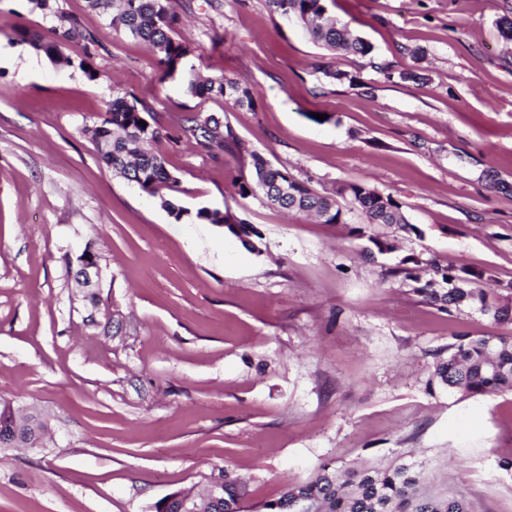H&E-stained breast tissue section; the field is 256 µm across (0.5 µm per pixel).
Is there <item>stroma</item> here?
<instances>
[{
	"instance_id": "35a3bbf8",
	"label": "stroma",
	"mask_w": 512,
	"mask_h": 512,
	"mask_svg": "<svg viewBox=\"0 0 512 512\" xmlns=\"http://www.w3.org/2000/svg\"><path fill=\"white\" fill-rule=\"evenodd\" d=\"M56 5L96 34L95 55L66 47L67 66L17 42L16 25L45 36L50 21L0 0V397L53 429L46 447L0 448V512H155L222 472L256 504L324 463L400 456L477 512H512V392L428 389L457 336L510 337L512 322L444 313L393 273L422 253L512 283V40L498 25L512 0H333L365 57L321 48L267 0H169L188 64L245 83L252 109L160 79L88 0ZM116 92L168 133L154 149L177 183L162 198L90 139ZM211 115L240 152L214 159L178 135L179 118ZM255 153L321 193L369 185L417 231L384 254V227L356 236L350 198L326 224L241 195ZM203 207L251 224L257 251L197 220ZM87 246L89 289L75 279Z\"/></svg>"
}]
</instances>
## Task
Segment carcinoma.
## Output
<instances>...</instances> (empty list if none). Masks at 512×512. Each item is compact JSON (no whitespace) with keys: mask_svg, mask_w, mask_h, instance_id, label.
Returning a JSON list of instances; mask_svg holds the SVG:
<instances>
[{"mask_svg":"<svg viewBox=\"0 0 512 512\" xmlns=\"http://www.w3.org/2000/svg\"><path fill=\"white\" fill-rule=\"evenodd\" d=\"M36 8L50 15L54 38L44 41L24 28L16 29L17 38L53 59L64 46L78 48L91 57L98 42L78 18L54 7L51 0H32ZM89 6L110 18L112 27L144 42L155 54L160 78L173 76L192 53L190 44L171 36L177 24L167 0H88ZM328 0H268L271 10L282 18H292L303 26L314 41L330 52L367 56L372 46L352 35L345 26L328 15ZM188 90L196 96H221L236 106L255 107L250 90L239 81L222 76L211 78L192 72ZM146 125H141V122ZM181 129L190 133L196 145L213 157L236 145L230 127L214 117L183 118ZM163 128L146 108H138L136 97L114 95L93 137L95 149L115 174L136 183L144 192L156 196L177 183L165 166L164 158L149 145L164 137ZM253 178L239 184V192L258 194L267 202L288 211L314 213L326 224L344 222L336 199L311 189L291 172L272 167L263 157L252 154ZM336 195L350 197L363 215V226L355 229L359 237H368L376 245L381 238L367 235L374 224L394 226L398 230L419 233L408 223L401 204L369 186L347 183ZM394 273L414 283L413 292L453 314L464 308L475 310L496 320L512 321V284L494 295L474 284L492 276L482 272L443 266L424 254L403 260ZM439 385L462 396L512 391V337L458 336L448 356L437 361L428 381L429 390ZM27 437L41 448L51 439L48 421L32 425L30 419L16 415L13 401L0 398V448L12 446L14 435ZM214 491L195 497L198 512H474L470 503L458 496L448 484H434L427 477L424 462L396 458L387 463L338 467L320 466L310 481L287 489L280 497L250 505L246 485L221 479Z\"/></svg>","mask_w":512,"mask_h":512,"instance_id":"obj_1","label":"carcinoma"}]
</instances>
